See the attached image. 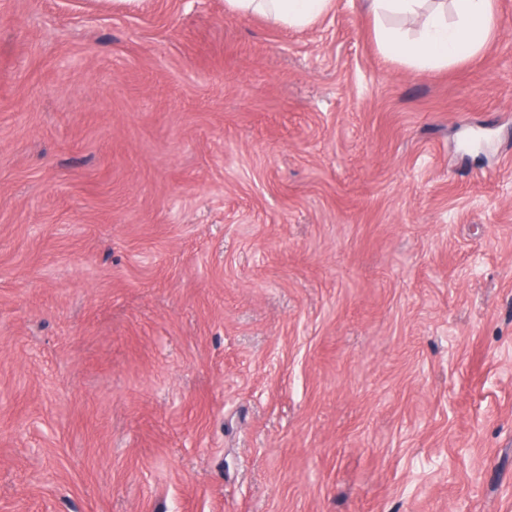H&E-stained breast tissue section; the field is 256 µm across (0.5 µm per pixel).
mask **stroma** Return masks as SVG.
I'll return each instance as SVG.
<instances>
[{"mask_svg": "<svg viewBox=\"0 0 512 512\" xmlns=\"http://www.w3.org/2000/svg\"><path fill=\"white\" fill-rule=\"evenodd\" d=\"M0 0V512H512V0ZM332 0H228L239 17L261 16L275 26L303 28L326 12ZM426 0H362L363 9L375 22V35L381 51L389 58L403 60L416 69L447 66L478 52L495 27L492 0H452L455 21L448 22V4L435 3L415 36L391 26V18H416Z\"/></svg>", "mask_w": 512, "mask_h": 512, "instance_id": "obj_1", "label": "stroma"}]
</instances>
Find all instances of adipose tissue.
Listing matches in <instances>:
<instances>
[{"instance_id": "1", "label": "adipose tissue", "mask_w": 512, "mask_h": 512, "mask_svg": "<svg viewBox=\"0 0 512 512\" xmlns=\"http://www.w3.org/2000/svg\"><path fill=\"white\" fill-rule=\"evenodd\" d=\"M362 0L375 22L381 51L420 70L435 69L478 52L495 26L492 0ZM332 0H228L240 17L261 16L275 26L303 28L326 12ZM420 18L416 35L391 26L394 18Z\"/></svg>"}]
</instances>
